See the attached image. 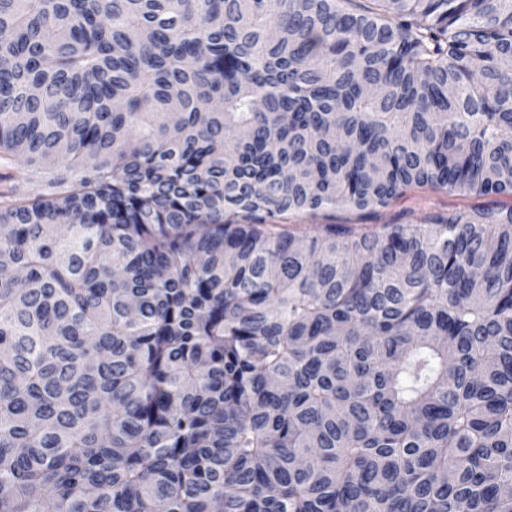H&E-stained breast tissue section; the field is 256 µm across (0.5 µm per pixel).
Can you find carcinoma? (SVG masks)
<instances>
[{
    "mask_svg": "<svg viewBox=\"0 0 512 512\" xmlns=\"http://www.w3.org/2000/svg\"><path fill=\"white\" fill-rule=\"evenodd\" d=\"M0 160V512H512V0H0ZM486 197L459 196L445 190L428 187L413 188L404 196L393 201L386 208H378L372 213H354L336 209L321 211L316 217L299 214L288 220L291 229L302 230L307 224H354L361 231H379L383 224H422L432 213L481 208Z\"/></svg>",
    "mask_w": 512,
    "mask_h": 512,
    "instance_id": "cac0c4a2",
    "label": "carcinoma"
}]
</instances>
